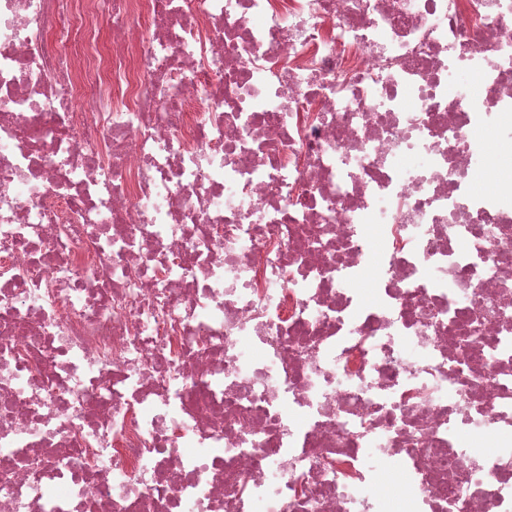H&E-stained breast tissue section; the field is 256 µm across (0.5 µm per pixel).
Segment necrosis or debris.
<instances>
[{
	"mask_svg": "<svg viewBox=\"0 0 512 512\" xmlns=\"http://www.w3.org/2000/svg\"><path fill=\"white\" fill-rule=\"evenodd\" d=\"M509 117L512 0H0V512H512Z\"/></svg>",
	"mask_w": 512,
	"mask_h": 512,
	"instance_id": "obj_1",
	"label": "necrosis or debris"
}]
</instances>
